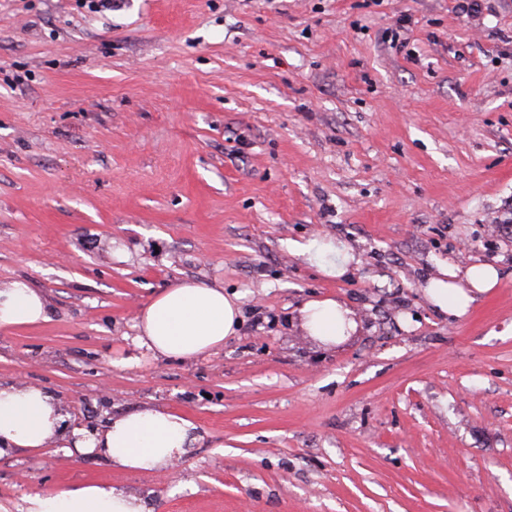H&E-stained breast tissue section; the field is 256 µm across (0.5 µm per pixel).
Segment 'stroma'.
Here are the masks:
<instances>
[{
  "label": "stroma",
  "mask_w": 512,
  "mask_h": 512,
  "mask_svg": "<svg viewBox=\"0 0 512 512\" xmlns=\"http://www.w3.org/2000/svg\"><path fill=\"white\" fill-rule=\"evenodd\" d=\"M76 2L0 0V287L49 308L0 330V385L196 440L173 473L19 451L0 512L90 482L149 512H512V0L476 26L454 0ZM310 241L356 260L327 276ZM477 262L498 285L438 311L429 280ZM181 281L240 309L187 362L134 341ZM329 297L358 323L334 345L300 327Z\"/></svg>",
  "instance_id": "stroma-1"
}]
</instances>
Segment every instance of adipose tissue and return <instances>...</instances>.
<instances>
[{"label":"adipose tissue","instance_id":"adipose-tissue-1","mask_svg":"<svg viewBox=\"0 0 512 512\" xmlns=\"http://www.w3.org/2000/svg\"><path fill=\"white\" fill-rule=\"evenodd\" d=\"M500 280L499 269L478 263L465 271L448 268L446 279L431 280L426 294L442 313L465 315L477 297ZM42 295L26 281L0 288V330L46 321ZM302 329L324 344L341 342L357 329L351 311L333 299L311 300L300 310ZM239 325L237 295L195 281L159 293L137 317L138 346L154 355L192 360L220 349ZM194 428L182 414L144 408L113 417L105 428L89 431L71 425L56 399L38 387L0 385V459L22 448L49 443L103 458L112 467L165 471L178 461ZM20 512H145L140 496L112 484H82L54 492H33Z\"/></svg>","mask_w":512,"mask_h":512}]
</instances>
